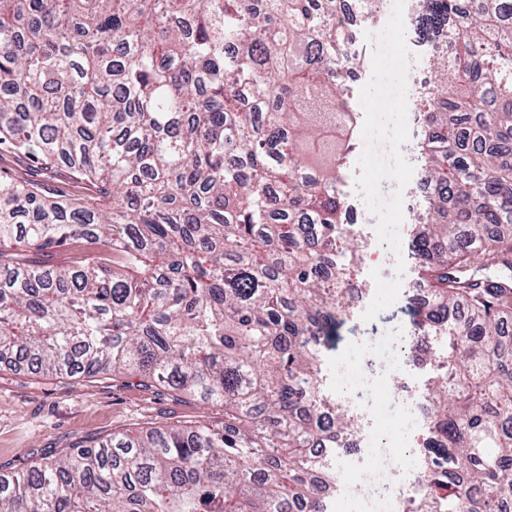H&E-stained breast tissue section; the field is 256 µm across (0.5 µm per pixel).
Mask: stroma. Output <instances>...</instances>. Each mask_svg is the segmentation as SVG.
I'll use <instances>...</instances> for the list:
<instances>
[{
	"instance_id": "1",
	"label": "stroma",
	"mask_w": 512,
	"mask_h": 512,
	"mask_svg": "<svg viewBox=\"0 0 512 512\" xmlns=\"http://www.w3.org/2000/svg\"><path fill=\"white\" fill-rule=\"evenodd\" d=\"M354 36L361 62L346 98L359 119L356 147L343 168L340 191L356 219L354 230L364 260L356 279L361 291L358 307L352 320L340 328L327 357L328 390L338 398L361 346L378 347L386 360L390 345L411 340L414 334L406 313L417 282L411 257L412 217L395 215L393 204L405 193L413 195L415 205L425 201L417 140L411 137L395 144L392 128L398 115L381 106L384 96L397 92L393 47L410 42L411 22L387 12L378 21H361ZM1 174L37 177L52 197L91 193L87 184L73 181L61 168L31 174L26 161L13 154L0 155ZM389 248L397 252L398 262L388 274L383 256ZM431 371V365L412 361L398 376L400 385L412 394L409 409L395 415L391 423L402 450L415 445L422 419L413 409L423 401ZM200 420L223 422V405L206 406L161 387L147 388L138 377L125 374L92 380L59 378L0 362V467L6 469L28 463L31 453L68 448L92 434Z\"/></svg>"
}]
</instances>
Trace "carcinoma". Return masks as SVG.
Masks as SVG:
<instances>
[{
    "instance_id": "1",
    "label": "carcinoma",
    "mask_w": 512,
    "mask_h": 512,
    "mask_svg": "<svg viewBox=\"0 0 512 512\" xmlns=\"http://www.w3.org/2000/svg\"><path fill=\"white\" fill-rule=\"evenodd\" d=\"M341 0H0V148L96 195L0 176V360L134 374L224 421L91 435L0 470V512H330L361 422L326 392L358 306L342 214ZM414 219L445 346L412 512H512V0H420ZM81 240L55 267L13 248Z\"/></svg>"
}]
</instances>
